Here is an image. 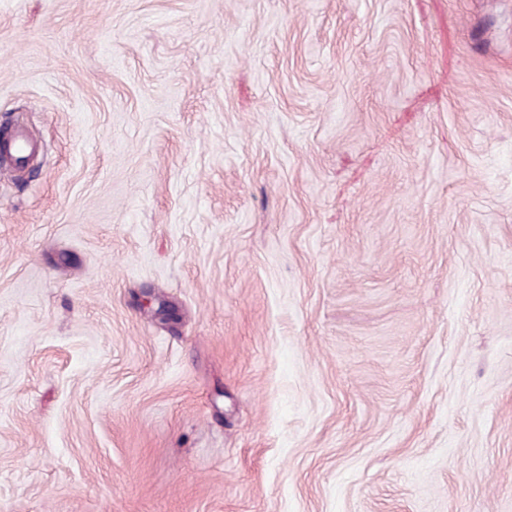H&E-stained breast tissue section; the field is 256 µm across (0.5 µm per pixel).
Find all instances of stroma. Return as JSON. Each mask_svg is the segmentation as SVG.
<instances>
[{
  "label": "stroma",
  "instance_id": "35a3bbf8",
  "mask_svg": "<svg viewBox=\"0 0 512 512\" xmlns=\"http://www.w3.org/2000/svg\"><path fill=\"white\" fill-rule=\"evenodd\" d=\"M19 120L0 512H512V0H0Z\"/></svg>",
  "mask_w": 512,
  "mask_h": 512
}]
</instances>
